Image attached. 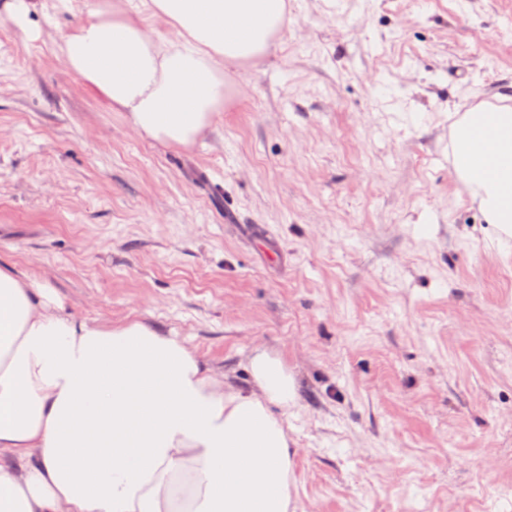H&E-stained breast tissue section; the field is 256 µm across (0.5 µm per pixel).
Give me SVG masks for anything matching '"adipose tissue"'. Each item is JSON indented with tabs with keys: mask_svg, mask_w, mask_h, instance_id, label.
Returning a JSON list of instances; mask_svg holds the SVG:
<instances>
[{
	"mask_svg": "<svg viewBox=\"0 0 512 512\" xmlns=\"http://www.w3.org/2000/svg\"><path fill=\"white\" fill-rule=\"evenodd\" d=\"M287 24L288 0H113L59 47L136 132L186 148L232 96L226 69L264 60ZM448 118L456 178L511 236L512 106L464 98ZM248 368L244 390L180 337L80 320L0 269V512H292L296 381L264 350Z\"/></svg>",
	"mask_w": 512,
	"mask_h": 512,
	"instance_id": "adipose-tissue-1",
	"label": "adipose tissue"
}]
</instances>
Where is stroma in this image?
Returning a JSON list of instances; mask_svg holds the SVG:
<instances>
[{
  "mask_svg": "<svg viewBox=\"0 0 512 512\" xmlns=\"http://www.w3.org/2000/svg\"><path fill=\"white\" fill-rule=\"evenodd\" d=\"M101 2L0 20V267L243 389L279 356L296 512H512V241L448 154L449 100L512 94V0H288L180 150L64 65Z\"/></svg>",
  "mask_w": 512,
  "mask_h": 512,
  "instance_id": "obj_1",
  "label": "stroma"
}]
</instances>
